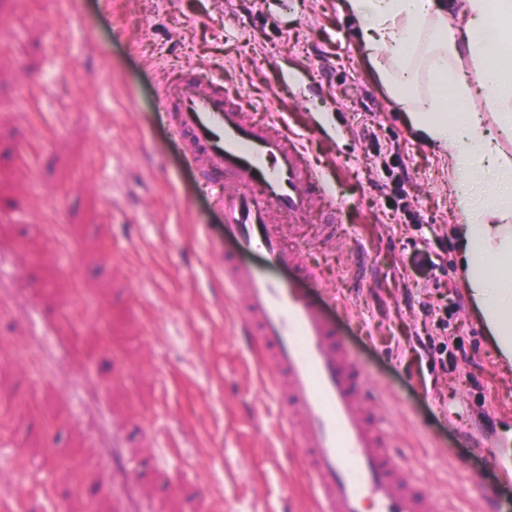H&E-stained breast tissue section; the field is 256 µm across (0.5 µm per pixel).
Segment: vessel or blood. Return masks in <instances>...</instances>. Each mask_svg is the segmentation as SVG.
Returning a JSON list of instances; mask_svg holds the SVG:
<instances>
[{
    "mask_svg": "<svg viewBox=\"0 0 512 512\" xmlns=\"http://www.w3.org/2000/svg\"><path fill=\"white\" fill-rule=\"evenodd\" d=\"M174 107L172 130L207 174L210 198L239 251L257 267L225 256V280L245 329L264 343L267 369L290 413L289 439L306 451L322 512H436L427 493L403 475L382 415L362 398L366 373L340 340L327 287L268 223L271 212L307 223L314 205L333 217L337 204L302 137L287 133L279 112L247 119L237 95L215 80L169 78L161 88ZM288 271V279L277 271Z\"/></svg>",
    "mask_w": 512,
    "mask_h": 512,
    "instance_id": "b4317fda",
    "label": "vessel or blood"
}]
</instances>
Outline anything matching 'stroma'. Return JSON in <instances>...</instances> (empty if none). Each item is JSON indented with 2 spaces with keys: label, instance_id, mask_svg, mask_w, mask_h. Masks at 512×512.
Returning <instances> with one entry per match:
<instances>
[{
  "label": "stroma",
  "instance_id": "35a3bbf8",
  "mask_svg": "<svg viewBox=\"0 0 512 512\" xmlns=\"http://www.w3.org/2000/svg\"><path fill=\"white\" fill-rule=\"evenodd\" d=\"M0 488L12 512H317L288 408L240 327L225 238L162 76L193 72L267 99L334 178L345 210L277 223L336 299V327L387 410L407 476L441 512H512V365L475 318L459 267L456 174L375 76L344 0H0ZM93 42H86V35ZM81 110L66 120L70 105ZM62 206L57 231L17 211ZM435 270L416 271L415 252ZM452 305L456 369L418 359L426 305ZM64 318L62 337L35 323Z\"/></svg>",
  "mask_w": 512,
  "mask_h": 512
}]
</instances>
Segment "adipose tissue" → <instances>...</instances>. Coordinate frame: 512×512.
Here are the masks:
<instances>
[{
  "label": "adipose tissue",
  "mask_w": 512,
  "mask_h": 512,
  "mask_svg": "<svg viewBox=\"0 0 512 512\" xmlns=\"http://www.w3.org/2000/svg\"><path fill=\"white\" fill-rule=\"evenodd\" d=\"M376 74L458 177L473 307L512 362V0H347ZM477 83H470L464 65Z\"/></svg>",
  "instance_id": "adipose-tissue-1"
}]
</instances>
